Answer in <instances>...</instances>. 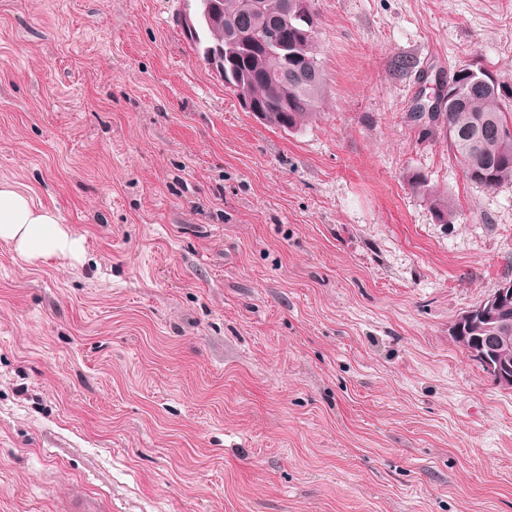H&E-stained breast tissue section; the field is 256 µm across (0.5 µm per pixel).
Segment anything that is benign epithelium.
Listing matches in <instances>:
<instances>
[{
    "mask_svg": "<svg viewBox=\"0 0 512 512\" xmlns=\"http://www.w3.org/2000/svg\"><path fill=\"white\" fill-rule=\"evenodd\" d=\"M194 17H184V27L197 32L224 23L219 0H196ZM479 325L488 331L485 336H466L465 327ZM449 335L478 362L497 384L512 390V280L503 283L494 293L465 310L451 323Z\"/></svg>",
    "mask_w": 512,
    "mask_h": 512,
    "instance_id": "benign-epithelium-1",
    "label": "benign epithelium"
}]
</instances>
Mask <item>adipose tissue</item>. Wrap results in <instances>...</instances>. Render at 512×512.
Returning a JSON list of instances; mask_svg holds the SVG:
<instances>
[{"mask_svg": "<svg viewBox=\"0 0 512 512\" xmlns=\"http://www.w3.org/2000/svg\"><path fill=\"white\" fill-rule=\"evenodd\" d=\"M0 241L28 261L80 256L82 240L52 210L37 206L16 185L0 182Z\"/></svg>", "mask_w": 512, "mask_h": 512, "instance_id": "ef3b65f1", "label": "adipose tissue"}]
</instances>
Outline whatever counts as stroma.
Here are the masks:
<instances>
[{
	"mask_svg": "<svg viewBox=\"0 0 512 512\" xmlns=\"http://www.w3.org/2000/svg\"><path fill=\"white\" fill-rule=\"evenodd\" d=\"M195 6L0 0V181L85 248L0 242V512H512V391L448 334L512 279V183L415 116L464 65L512 110V0H315L290 132Z\"/></svg>",
	"mask_w": 512,
	"mask_h": 512,
	"instance_id": "35a3bbf8",
	"label": "stroma"
}]
</instances>
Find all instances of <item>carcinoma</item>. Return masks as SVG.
<instances>
[{
    "instance_id": "obj_1",
    "label": "carcinoma",
    "mask_w": 512,
    "mask_h": 512,
    "mask_svg": "<svg viewBox=\"0 0 512 512\" xmlns=\"http://www.w3.org/2000/svg\"><path fill=\"white\" fill-rule=\"evenodd\" d=\"M263 11L255 13L246 0H221L224 26L208 30L207 37L188 36L196 55L206 47L224 46V87L237 93L243 85L263 109L264 121L284 131L295 130L317 115L323 84L315 53L318 21L315 0H295L288 14L282 0H262ZM267 31H278L288 42V51L263 40ZM252 33L257 41L243 50L236 38ZM448 98L444 111L435 118L428 134H438L448 147L466 179L486 189L512 183V110L503 107L500 84L485 71L470 67L448 75ZM436 219L452 222L454 210L448 197L426 189Z\"/></svg>"
}]
</instances>
